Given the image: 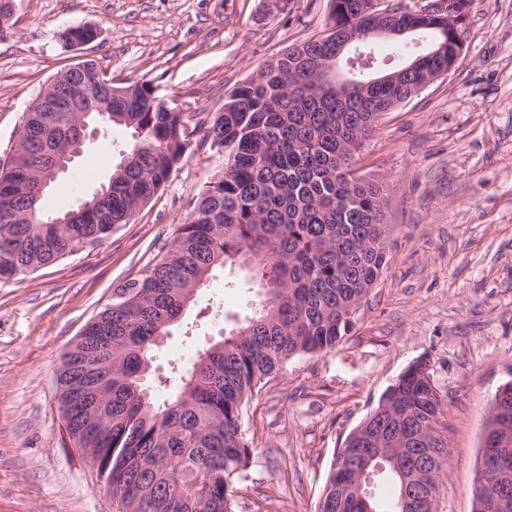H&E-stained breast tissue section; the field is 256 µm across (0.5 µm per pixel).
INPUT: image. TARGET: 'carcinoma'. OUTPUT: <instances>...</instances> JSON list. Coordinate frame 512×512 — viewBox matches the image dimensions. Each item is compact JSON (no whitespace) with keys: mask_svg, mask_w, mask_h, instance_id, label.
I'll use <instances>...</instances> for the list:
<instances>
[{"mask_svg":"<svg viewBox=\"0 0 512 512\" xmlns=\"http://www.w3.org/2000/svg\"><path fill=\"white\" fill-rule=\"evenodd\" d=\"M409 30L426 44L397 68H385L378 39L361 43V64L298 80L300 57L333 58L342 39L379 26ZM330 33L266 62L226 97L203 139L224 167L193 200L171 245L143 276L114 289L111 306L88 324L90 336L112 332V376L99 383L87 364L62 360L59 408L89 384L64 422L69 439L98 449L104 490L129 512H236L234 484L253 449L243 436L244 406L288 360L331 350L353 329L347 308L361 301L387 265V199L376 181L348 172L380 116L418 93L427 74L457 60V36L441 14L422 17L395 3L386 14L372 0H330ZM116 117L88 118L130 132V173L107 191L104 211L81 224H51L43 205L32 222L0 220V278L53 264L85 241L106 240L116 222L133 218L181 162L182 140L194 135L182 113L141 84ZM75 131L71 112H28L16 150L0 167L8 188L0 211L26 208L32 172L53 166V139ZM253 271L233 284L254 291L251 315L198 350L187 364L148 383L158 337L178 326L198 285L234 264ZM447 395L429 365H410L345 438L326 480L318 512H429L448 468V445L437 448L438 478L418 474L407 458L411 440L433 424L445 429ZM499 430L485 432L482 469L494 463ZM387 489L365 496L359 470Z\"/></svg>","mask_w":512,"mask_h":512,"instance_id":"carcinoma-1","label":"carcinoma"}]
</instances>
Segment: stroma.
Here are the masks:
<instances>
[{
  "instance_id": "1",
  "label": "stroma",
  "mask_w": 512,
  "mask_h": 512,
  "mask_svg": "<svg viewBox=\"0 0 512 512\" xmlns=\"http://www.w3.org/2000/svg\"><path fill=\"white\" fill-rule=\"evenodd\" d=\"M329 0H14L0 37V164L41 88L94 60L113 83L146 82L189 125L207 127L226 94L287 47L324 35ZM101 34L80 50L61 32ZM130 139L113 126L45 196L59 212L107 182ZM224 159L193 136L164 187L101 244L0 279V512H114L56 396L63 354L169 248ZM383 184L388 264L352 331L331 351L292 358L249 401L251 464L237 512H316L346 436L410 364L428 361L448 395V474L439 512H473L490 400L512 381V0H472L448 75L380 117L355 158ZM244 269L214 272L160 348L159 372L243 319Z\"/></svg>"
}]
</instances>
